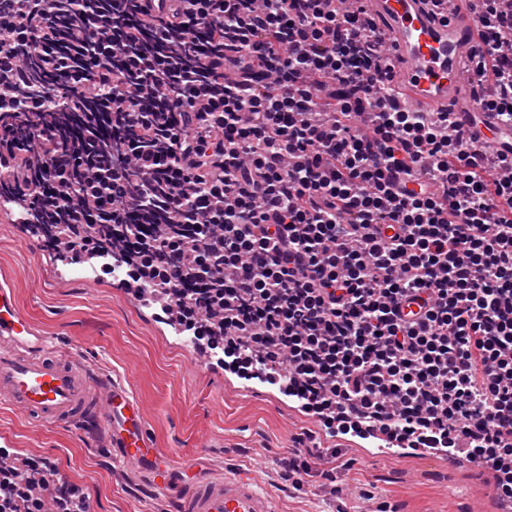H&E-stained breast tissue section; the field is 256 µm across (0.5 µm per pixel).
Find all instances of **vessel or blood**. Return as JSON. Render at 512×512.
<instances>
[{"label": "vessel or blood", "instance_id": "1", "mask_svg": "<svg viewBox=\"0 0 512 512\" xmlns=\"http://www.w3.org/2000/svg\"><path fill=\"white\" fill-rule=\"evenodd\" d=\"M361 5L389 44L385 66L401 104L418 112L479 113V123L468 128L470 137L500 151L499 119L496 113L480 112L470 89L469 64L483 42L467 0L445 14L432 0H361ZM0 404L48 426L85 418L94 405H103L114 461L145 466L151 483L173 495L179 512H278L273 498L245 473L202 475L190 485H177L172 462L154 446L132 392L117 379L89 378L78 352L40 335L1 280Z\"/></svg>", "mask_w": 512, "mask_h": 512}]
</instances>
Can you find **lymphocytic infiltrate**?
<instances>
[{
    "mask_svg": "<svg viewBox=\"0 0 512 512\" xmlns=\"http://www.w3.org/2000/svg\"><path fill=\"white\" fill-rule=\"evenodd\" d=\"M481 3L472 92L512 127V0ZM386 54L360 0H0V207L330 434L458 453L512 500V150L400 109ZM53 472L1 465L0 512H89Z\"/></svg>",
    "mask_w": 512,
    "mask_h": 512,
    "instance_id": "obj_1",
    "label": "lymphocytic infiltrate"
}]
</instances>
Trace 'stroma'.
<instances>
[{"label":"stroma","mask_w":512,"mask_h":512,"mask_svg":"<svg viewBox=\"0 0 512 512\" xmlns=\"http://www.w3.org/2000/svg\"><path fill=\"white\" fill-rule=\"evenodd\" d=\"M0 275L13 288L20 311L43 334L75 348L86 366L119 378L137 397L150 437L174 459H196L220 476L248 471L280 512H498L494 489L477 465L430 455L376 457L355 442L331 438L320 422L293 409L278 393H244L236 378L194 353L141 308L119 281L123 269L101 278L22 232L0 214ZM321 447L341 448L347 468L315 476L303 489L281 485L279 461L295 450L297 435ZM0 436L12 463L50 459L57 480L80 485L96 512H173L170 498L154 492L137 465L112 460L106 433L95 422L48 427L0 405Z\"/></svg>","instance_id":"obj_1"}]
</instances>
